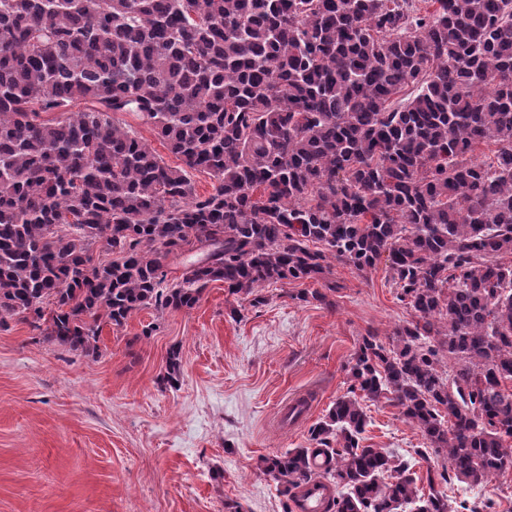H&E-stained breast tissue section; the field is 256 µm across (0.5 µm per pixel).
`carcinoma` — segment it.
<instances>
[{
    "label": "carcinoma",
    "mask_w": 512,
    "mask_h": 512,
    "mask_svg": "<svg viewBox=\"0 0 512 512\" xmlns=\"http://www.w3.org/2000/svg\"><path fill=\"white\" fill-rule=\"evenodd\" d=\"M422 2L0 0V324L95 353L102 323L191 309L212 282L256 305L386 253L414 319L389 348L363 338L316 447L258 469L287 492L328 482L327 512H451L432 475L425 494L360 445V394L472 488L511 467L512 0ZM99 239L120 259L91 265ZM179 252L200 258L170 286ZM116 123L123 126L131 125L138 134L148 143V145L161 155L166 163L170 166H184L181 158L172 154L160 140H158L150 128L146 125L141 124L134 115L125 112H119L113 115Z\"/></svg>",
    "instance_id": "1"
}]
</instances>
